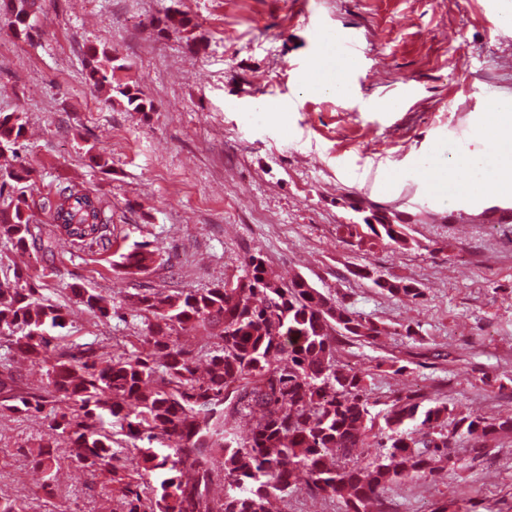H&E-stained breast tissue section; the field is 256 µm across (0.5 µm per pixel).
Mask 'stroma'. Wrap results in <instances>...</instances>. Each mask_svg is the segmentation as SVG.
I'll return each instance as SVG.
<instances>
[{
  "label": "stroma",
  "mask_w": 512,
  "mask_h": 512,
  "mask_svg": "<svg viewBox=\"0 0 512 512\" xmlns=\"http://www.w3.org/2000/svg\"><path fill=\"white\" fill-rule=\"evenodd\" d=\"M185 15L186 30L163 28ZM28 36L0 16V112L21 113L24 188L0 207L59 183L102 196L109 251L58 238L54 261L0 243V281L28 273L51 303L69 308L70 343L118 355L139 348L141 288L203 291L262 256L283 279L304 277L337 303L379 322L370 345L342 336L338 359L366 376L374 411L417 391L456 412L512 416V195L460 194L466 163L493 171L499 156L475 129L490 102L512 97V0H37ZM127 67L149 109L86 79L89 48ZM351 58L336 97L310 75ZM393 213L409 241L358 244L345 227L363 212ZM157 243L161 264L125 274L134 243ZM367 266L422 288L394 296L355 276ZM105 296L112 318L75 307L70 285ZM46 412L0 408V494L24 493V512H124L122 484L61 464L59 500L36 495L41 469L25 453L48 429ZM464 466L383 492L386 512H512V434Z\"/></svg>",
  "instance_id": "1"
}]
</instances>
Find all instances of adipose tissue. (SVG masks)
Segmentation results:
<instances>
[{
  "mask_svg": "<svg viewBox=\"0 0 512 512\" xmlns=\"http://www.w3.org/2000/svg\"><path fill=\"white\" fill-rule=\"evenodd\" d=\"M477 133L501 157L492 179L493 187L502 194H512V100L492 102Z\"/></svg>",
  "mask_w": 512,
  "mask_h": 512,
  "instance_id": "1",
  "label": "adipose tissue"
}]
</instances>
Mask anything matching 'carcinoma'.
Returning a JSON list of instances; mask_svg holds the SVG:
<instances>
[{"label":"carcinoma","instance_id":"carcinoma-1","mask_svg":"<svg viewBox=\"0 0 512 512\" xmlns=\"http://www.w3.org/2000/svg\"><path fill=\"white\" fill-rule=\"evenodd\" d=\"M33 5L8 0L16 35H28ZM90 58V83L145 111L137 85L112 86L124 65L114 64L110 51L94 48ZM24 136L22 117L1 112L0 157L16 153ZM30 177L22 164L0 165V187ZM35 209L80 248L110 241L107 202L73 184L37 200L20 196L1 208L0 240L54 258L57 242L34 231ZM345 228L361 245L376 239L407 243L403 224L366 219ZM158 256L157 247L141 242L122 266L146 271ZM356 275L392 295L422 296L412 281L366 267ZM69 291L87 313L111 316L101 294L77 285ZM131 301L145 314L139 341L149 351L103 357L91 345L61 344L69 310L44 302L23 273L15 270L13 279L0 281V340L32 362L49 363L41 390L14 395L6 406L21 414L51 406L48 432L32 458L45 474L48 498L58 495L54 476L64 443L67 461L93 478L103 469L125 472L126 512H268L271 500L286 501L301 491L337 504L340 512H372L387 484L432 479L439 463L456 469L448 422L474 440L476 458L489 453L496 434L512 431L511 417L455 414L447 403L428 402L416 391L397 396L382 416L373 415L365 376L336 358V335L374 344L384 328L303 278L282 281L261 256H250L242 275L222 286L174 293L146 288ZM187 332L202 335V344L184 347L180 335ZM202 356L210 364L206 379L196 376ZM232 417L249 420L246 437L238 436ZM411 422L418 439L405 430ZM115 426L131 447L113 448ZM357 448L371 450V460H354ZM217 481L226 487L222 497L211 495Z\"/></svg>","mask_w":512,"mask_h":512}]
</instances>
